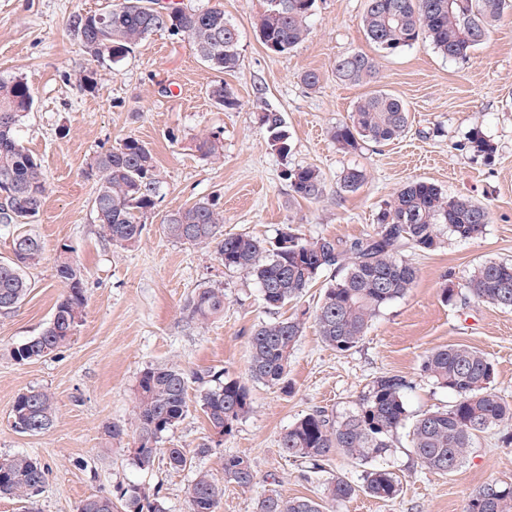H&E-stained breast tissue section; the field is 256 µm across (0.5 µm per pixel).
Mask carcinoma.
<instances>
[{
	"instance_id": "obj_1",
	"label": "carcinoma",
	"mask_w": 512,
	"mask_h": 512,
	"mask_svg": "<svg viewBox=\"0 0 512 512\" xmlns=\"http://www.w3.org/2000/svg\"><path fill=\"white\" fill-rule=\"evenodd\" d=\"M258 25L265 48L277 55L290 52L307 39L309 19L316 0H274ZM512 0H366L362 16L367 38L387 52L410 48L425 39L441 55L465 61L481 45ZM68 30L92 60L114 65L122 62L151 33L165 30L188 40L200 60L216 73L239 67L240 39L236 27L224 17V9L174 7L161 0H112L101 12L74 13ZM336 77L353 84L377 79L376 60L362 52L338 58ZM209 96L225 111L239 107L234 92L224 83L210 87ZM34 98L22 78L0 79V229L35 222L47 190L40 161L19 139L22 118ZM258 121L268 141L282 159L291 152L289 136L280 112L266 109ZM408 126V110L395 95L378 92L360 100L348 121L331 131V139L345 152L371 142L384 145L400 138ZM206 156L223 151L221 132L209 133L198 143ZM97 183L92 209L104 240L120 247L139 243L151 212L161 196L163 181L149 147L128 136L116 147L98 153L87 171ZM292 197L318 201L327 195L321 171L313 166L284 168ZM365 174L349 168L341 179L346 192L357 191ZM489 223L487 208L465 198L445 195L426 181H411L397 190L376 216L374 232L343 246L321 238H305L287 227L271 245L246 234H224V214L215 199L198 200L173 211L163 220L168 237L189 244L214 245L217 259L228 270H241L258 284L268 308H281L300 299L325 268H341L343 275L325 288L313 319L323 342L346 353L362 341L369 324L391 302L403 297L417 278L416 268L401 257L404 247L427 252L439 242L440 226L460 239L480 235ZM59 247L57 277L65 286L50 321L37 336L15 347V361L44 358L66 346L82 321L87 298L83 273L71 256ZM41 241L16 234L12 256L0 260V311L16 308L30 283L26 270L39 264ZM465 288L476 302L512 310V263L486 262L468 279ZM187 317L205 323L224 312V289L206 286L186 302ZM305 315L263 322L250 338V376L278 386L286 383L288 364L302 334ZM422 372L436 384L453 391L457 400L449 408L426 412L407 424L404 391L408 383L397 376H380L360 399L357 410L335 417L321 409L295 421L280 440L282 452L302 459L313 469L323 468L329 454L340 450L363 463L384 457L398 429L409 427L410 448L417 463L440 474L455 472L469 453L474 439L488 429L512 424V403L504 400L491 383L494 365L479 349L462 343L431 351ZM199 405L210 426L226 435L251 408L249 388L226 378L200 391ZM189 411L187 378L173 366H150L138 379L135 391L134 430L137 446L132 461L145 469L154 463L164 435L179 425ZM55 417L53 396L44 390L19 394L12 407V425L19 433L35 435L47 430ZM175 471L192 464L193 456L182 448L165 450ZM47 468L27 455L0 459V496L30 502L42 491ZM256 481L251 463L237 455L224 456L222 477L199 469L188 489L189 512H216L224 486L248 488ZM401 481L394 472L372 467L362 476V486L336 477L327 486L332 502L352 498L358 490L380 500H392ZM131 512H165L159 496L149 498L136 485L117 487L116 495L90 496L79 512H115L117 504ZM326 506L308 497L286 499L271 493L259 500L257 512H325ZM464 512H512V484L491 482L467 500Z\"/></svg>"
}]
</instances>
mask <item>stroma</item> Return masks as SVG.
<instances>
[{
	"instance_id": "stroma-1",
	"label": "stroma",
	"mask_w": 512,
	"mask_h": 512,
	"mask_svg": "<svg viewBox=\"0 0 512 512\" xmlns=\"http://www.w3.org/2000/svg\"><path fill=\"white\" fill-rule=\"evenodd\" d=\"M112 0H0V78H23L34 104L20 131L24 147L40 159L47 192L27 230L44 247V259L27 271L31 285L17 308L0 312V458L23 454L47 467L34 501L0 499V512H78L92 495L110 496L136 484L158 493L166 512H188L195 469L221 475L225 455L247 458L257 473L249 488L225 487L217 512H256L275 492L292 498L321 497L334 478L360 483L365 464L332 452L322 471L283 454L280 439L296 419L322 408L341 417L382 375L409 384L410 416L443 410L456 401L421 370L433 349L465 343L495 366L494 389L512 402V311L474 302L465 284L488 261L512 263V10L468 60L443 57L421 41L397 53L375 48L361 26L366 0H317L307 39L283 55L261 44L257 24L264 0H179L181 6L223 7L240 32V65L224 75L210 70L185 40L152 33L119 65L103 63L94 92L80 88L89 61L69 36L76 12L102 11ZM362 51L377 59L378 79L350 84L337 79L338 57ZM318 71V88L303 76ZM224 81L239 107L225 111L208 95ZM382 91L399 97L410 113L408 130L386 145L367 143L346 153L330 130L347 121L355 104ZM280 112L291 152L280 158L257 122L264 109ZM223 131L220 158L204 156L199 140ZM146 143L163 173L161 197L145 219L140 242L123 248L104 241L94 222L96 184L85 172L101 151L127 136ZM487 148L479 152L473 139ZM320 169L328 194L318 202L293 200L284 166ZM364 171L356 192L344 191V169ZM436 184L445 194L487 207L482 234L462 240L442 231L430 252L405 248L402 256L418 276L407 294L372 321L356 348L338 353L306 322L288 368V389L252 381L249 339L256 326L294 313L314 311L335 273L327 269L299 302L267 308L253 278L228 270L210 245L169 238L161 222L196 200L220 196L225 233L274 241L290 226L308 238L348 244L373 233L376 215L403 184ZM69 245L85 269L87 306L69 344L51 355L19 363L13 349L39 335L64 291L55 258ZM224 289V313L206 323L190 321L184 305L199 288ZM455 296L443 301L441 291ZM174 366L188 380L189 411L165 434V449L210 448L194 469L172 470L163 453L151 467L133 465L132 437L110 440L105 428L130 424L141 371ZM221 374L246 383L251 409L230 434L216 437L197 400L200 379ZM30 389L53 394L52 426L35 436L17 432L11 411ZM402 480L392 500L357 492L332 512H463L468 498L492 481L512 482V433L491 429L475 440L463 465L450 474L421 469L405 430L393 437L380 461Z\"/></svg>"
}]
</instances>
